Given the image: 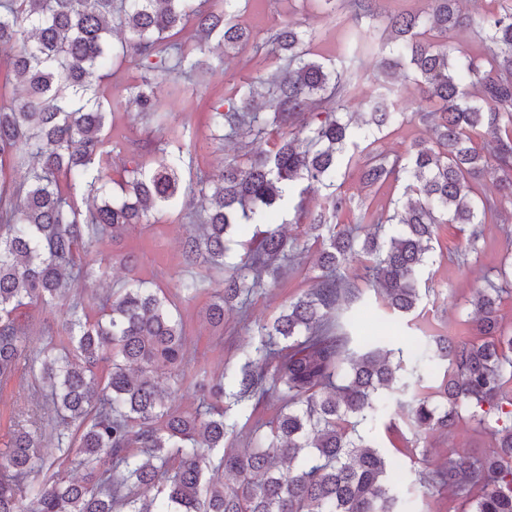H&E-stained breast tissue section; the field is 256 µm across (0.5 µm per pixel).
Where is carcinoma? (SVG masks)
Returning <instances> with one entry per match:
<instances>
[{
  "label": "carcinoma",
  "instance_id": "1",
  "mask_svg": "<svg viewBox=\"0 0 512 512\" xmlns=\"http://www.w3.org/2000/svg\"><path fill=\"white\" fill-rule=\"evenodd\" d=\"M243 0H0V45L13 47L8 66L21 86L0 105V171L33 158L24 175L0 181V383L48 388L41 408L55 419L57 458L41 454L35 430L13 431L0 451V512H398L381 447L357 433L381 399L415 434L446 431L462 409L486 431L490 455L448 456L417 473L418 489L448 494L471 512H512V335L499 316L503 288L476 291L469 331L478 340L434 337L448 368L434 386L400 398L403 356L385 343L353 346L344 315L362 296L342 268L360 265L387 315L420 317L421 271L441 224L480 227L512 222V7L480 22L482 53L462 60L448 33L472 28L459 0H431L425 14L402 12L374 39L389 50L375 86L361 88L357 70L371 49L357 30L373 17L372 0H350L352 23L341 65L329 66L285 22L269 39L275 65L210 105L207 120L234 141L216 179L184 183L177 164L154 147L153 165L131 156L123 196L109 188L112 105L97 85L117 60L135 61L141 82L130 89L146 126H160L154 84L204 66L196 48L172 39L187 23L196 43L213 38L224 57L255 41L236 21ZM409 67L425 95L420 120L430 136L405 155L382 158L366 132L401 112L393 79ZM365 95L366 112L346 102ZM485 130L484 145L470 134ZM273 141L263 153L254 145ZM364 159L370 188L403 183L402 199L356 224H391L359 239L339 228L350 211L334 189L343 158ZM66 188H61L59 175ZM496 177L498 192L476 186ZM185 197L197 224L179 242L183 264L217 270L183 278L187 298L210 293L208 323L224 328V311L243 306L264 277L282 275L280 261L298 241L262 229L269 209L292 205L294 223L320 243L311 288L272 322L256 325L252 352L236 369L195 378L200 406L170 403L184 386L188 336L166 291L139 284L98 297L95 313L73 293L78 279H103L89 246L125 237L151 213ZM89 202L81 209L77 198ZM254 224L239 262H224L229 230ZM65 307V344L38 354L27 338L41 313ZM278 405L270 433L245 448L229 443L258 408ZM81 468L76 479L71 468Z\"/></svg>",
  "mask_w": 512,
  "mask_h": 512
}]
</instances>
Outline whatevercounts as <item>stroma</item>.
Instances as JSON below:
<instances>
[{"label": "stroma", "instance_id": "stroma-1", "mask_svg": "<svg viewBox=\"0 0 512 512\" xmlns=\"http://www.w3.org/2000/svg\"><path fill=\"white\" fill-rule=\"evenodd\" d=\"M348 15V9L340 7L335 16H328L316 0H252L241 11L238 21L261 39L283 21L298 23L301 30L311 37V48L316 58L335 62L344 51ZM200 57L205 62L203 69L176 84L159 80L155 97L158 111L170 115L162 134L169 154L178 153L182 143L181 132H190L196 150L183 157L182 170L195 178L205 176L212 179L219 173L225 147L212 140L204 112L209 104L223 98L225 92L246 79L263 74L270 67L272 57L267 49L249 47L237 58L228 59L212 44L204 46ZM138 78L136 69L125 64L110 69L98 88L101 100L118 106L111 131L116 165L110 172L112 194L116 197L121 194L122 164L127 160L132 145L148 143L146 127L137 113L121 105ZM395 91L404 120L376 133L373 145L377 153L390 157L406 154L415 141L429 135L426 125L416 118L426 103L414 82H398ZM361 164V159L356 158L341 167L342 191L350 198L352 211L387 207L391 198L401 194V186L387 184L373 190L366 188L360 179ZM189 214L187 205L171 207L155 214L152 227L137 225L116 243L93 245L92 258L109 261L110 275L100 281H79L76 289L85 304L90 305L109 289L137 279L154 281L177 305L189 332L187 375L204 372L213 376L243 362L256 341V324L273 321L284 305L310 288L314 271L310 252L294 253L287 262L282 279L266 282L255 291L246 307L226 313L223 331H215L205 317L209 296L203 294L187 299L177 290V282L183 277L184 269L176 239L191 228ZM465 247L466 235L458 225H441L432 258L424 269L430 286L429 294L420 305L425 320L431 324V330L426 334L408 320L384 318L375 304L373 291L366 288L363 267L356 265L350 268L347 272L349 280L364 291L363 304L353 310L356 346L367 345L384 336L390 337L393 347L403 348L405 354L411 355L425 372L442 375L447 363L435 357L432 339L437 335L466 337L465 322L473 311L471 301L475 291L484 287L487 281L496 280L501 264L512 252V224L486 225L475 251L468 252L466 262H457L456 252L465 250ZM126 252L138 255L136 265L126 266L117 262V255ZM387 420V415H378L376 420L361 424L358 431L376 439L388 456L397 457L399 470L394 473L393 480L402 512H463L461 505L449 501L446 494L425 495L417 491L413 480L418 470L425 467L421 455L410 458L398 455L396 451L403 439L413 438L414 432L408 429L400 436L388 433L384 429ZM425 443L431 450L432 459L439 461L446 460L452 453L486 454L491 445L489 436L475 430L473 422L468 420L460 422L448 435L428 434Z\"/></svg>", "mask_w": 512, "mask_h": 512}]
</instances>
